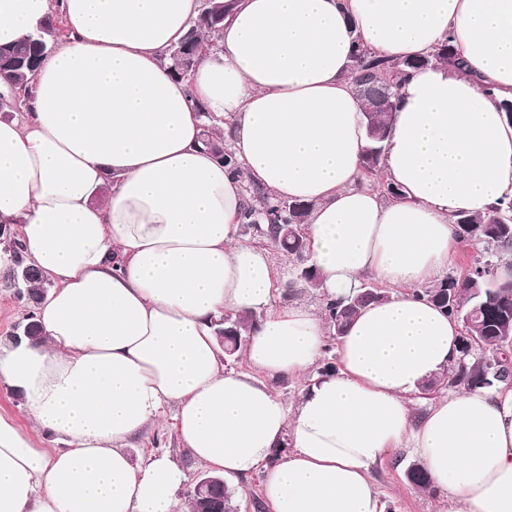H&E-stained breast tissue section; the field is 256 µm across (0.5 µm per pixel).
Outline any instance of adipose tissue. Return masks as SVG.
<instances>
[{
	"label": "adipose tissue",
	"mask_w": 512,
	"mask_h": 512,
	"mask_svg": "<svg viewBox=\"0 0 512 512\" xmlns=\"http://www.w3.org/2000/svg\"><path fill=\"white\" fill-rule=\"evenodd\" d=\"M62 13L21 118L0 120V225L54 289L42 343L0 342L38 446L0 416V512H171L187 473L130 441L175 405L179 441L213 474L264 469L272 512H383L371 467L410 448L434 512H512V385L461 388L415 415L411 394L460 356L457 322L418 291L457 248V213L512 199V0H234L190 80L165 58L200 0H0V44ZM453 41L467 67L412 70L382 159L401 196L363 175L356 46L392 61ZM230 121L237 168L201 144V112ZM313 203L305 226L319 304L276 308L281 271L241 240L244 188ZM392 288L336 340L337 371L295 405L270 379L322 358L323 306L363 280ZM265 312L225 369L211 327ZM293 449L275 452L282 442Z\"/></svg>",
	"instance_id": "obj_1"
}]
</instances>
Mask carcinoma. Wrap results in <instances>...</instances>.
Returning a JSON list of instances; mask_svg holds the SVG:
<instances>
[{"instance_id":"1","label":"carcinoma","mask_w":512,"mask_h":512,"mask_svg":"<svg viewBox=\"0 0 512 512\" xmlns=\"http://www.w3.org/2000/svg\"><path fill=\"white\" fill-rule=\"evenodd\" d=\"M224 24V0H209L203 3L199 19L190 29L194 42L210 46ZM61 38L52 20L41 23L33 32L14 44L1 46L0 54H8L13 64L0 68V72L13 79L15 90L10 99L0 105L3 112H14L22 107L29 108L32 82L35 70L26 66L34 44H42L47 52H52ZM446 65L460 70L465 60L458 49L448 40L441 44L430 56L392 62L358 48L354 54L349 78L357 91H366L364 111L368 145L363 157V168L369 178H385L381 158L385 151L386 133L389 126V112L376 108L374 93L387 90L393 99H398L399 90L409 72L423 66ZM203 144L214 150L217 157L233 168L238 163L232 153L224 147L219 119L204 114ZM250 199L244 214L251 217L256 207L267 212V224L255 228L258 236L269 240L282 251L299 259L306 257L305 234L297 237H283L279 226L292 224L304 229L312 205L304 201L277 200L266 194L258 186L249 187ZM512 203L495 206L484 216L460 214L454 223L459 228V242L475 248V256L469 269L459 275H448L439 284L424 288L419 295L426 297L444 309L456 320L463 330L461 353L463 360L450 374L435 378L423 386L430 390L444 385L474 388L487 386L495 381L512 378V349L508 339H512V280L497 276V260L512 253ZM0 253L6 255L10 266L26 268V278L14 284L5 277L3 287L19 288V297L36 308L43 289L50 287L49 278L34 264L26 262L22 244L17 235L8 231L0 233ZM387 298L380 288L369 283L363 284L344 300L331 303L325 308L329 328L334 334H341L346 324L364 307ZM235 334L224 339V357L232 358L242 351L250 333L258 326L260 316H230ZM410 485L420 491L431 489V480L423 466L414 464L406 473Z\"/></svg>"}]
</instances>
